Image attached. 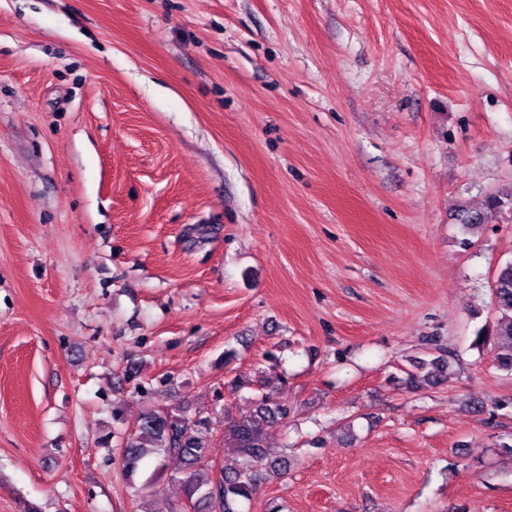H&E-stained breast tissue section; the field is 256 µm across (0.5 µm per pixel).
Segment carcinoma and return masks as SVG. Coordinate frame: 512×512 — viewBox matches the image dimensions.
<instances>
[{
  "instance_id": "1",
  "label": "carcinoma",
  "mask_w": 512,
  "mask_h": 512,
  "mask_svg": "<svg viewBox=\"0 0 512 512\" xmlns=\"http://www.w3.org/2000/svg\"><path fill=\"white\" fill-rule=\"evenodd\" d=\"M504 207L496 196L490 197L485 211L460 210L462 224L485 223L487 216ZM497 315L494 334L475 338L474 344L493 343L499 368L512 374V261L497 273L492 285ZM406 385L411 389L438 384L448 370L440 357L427 361L409 359ZM288 417V407L271 393L255 399L252 411L244 416H224V447L240 458L234 468H226L210 457L212 427L208 417L198 412L191 417L184 411H151L140 416L134 431L127 435L122 451L126 471L133 474L138 463L152 453L177 461L171 479L181 483L186 500L194 512H238L237 504L250 499L263 480L255 464L266 461V468L285 472L288 456L272 452L268 439L271 431Z\"/></svg>"
}]
</instances>
